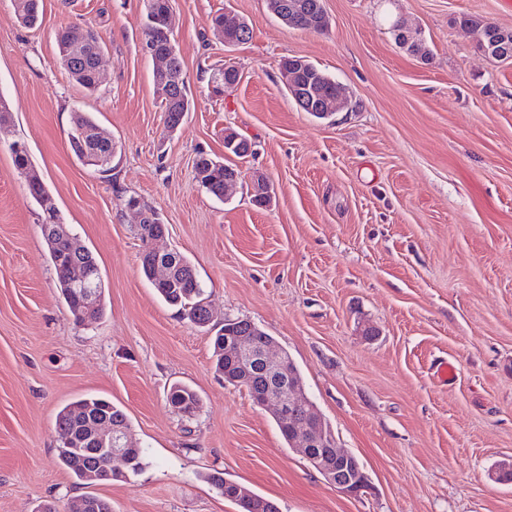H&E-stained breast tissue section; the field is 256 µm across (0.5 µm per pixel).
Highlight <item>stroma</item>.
<instances>
[{
    "instance_id": "1",
    "label": "stroma",
    "mask_w": 512,
    "mask_h": 512,
    "mask_svg": "<svg viewBox=\"0 0 512 512\" xmlns=\"http://www.w3.org/2000/svg\"><path fill=\"white\" fill-rule=\"evenodd\" d=\"M172 37L193 104L167 132L143 49V0H42L23 26L0 0V512L92 492L112 512H239L209 482L241 484L279 512H512V63L483 55L463 14L512 29V0H324L328 30L285 26L266 0H171ZM228 13L251 38L225 45ZM403 19L430 50L411 55ZM104 44L99 89L61 64L59 28ZM332 76L348 110L319 119L283 86L282 57ZM233 66L223 96L212 77ZM112 137V169L68 147L74 109ZM253 143L220 201L194 178L224 131ZM25 144L77 242L95 257L104 314L79 322L57 282L10 147ZM273 195L257 206L247 179ZM135 195L194 266L213 323L246 319L293 359L309 400L370 488L348 497L282 438L271 410L216 373L209 330L180 319L140 268ZM455 367L451 380L439 363ZM194 389L192 419L167 402ZM126 413L147 464L84 484L58 461L59 410L83 397Z\"/></svg>"
}]
</instances>
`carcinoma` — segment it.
Returning <instances> with one entry per match:
<instances>
[{"mask_svg": "<svg viewBox=\"0 0 512 512\" xmlns=\"http://www.w3.org/2000/svg\"><path fill=\"white\" fill-rule=\"evenodd\" d=\"M301 3L316 10L319 24L315 31H324L329 24V19L324 9L323 0H266L268 10L275 16H280L284 24L295 29H306V25L300 19H294L288 14V4ZM169 0H152L151 15L146 17L144 34L145 40L153 43L157 56L164 62L167 70L175 73H183L182 61L178 53L171 48L170 34L172 24L170 22ZM395 41L406 50L424 60L429 58L430 50L423 40L416 42L408 40L400 33L397 22L390 26ZM90 48L81 52H72L68 45V32L61 29L56 34V42L59 50L61 64L70 77L86 91L93 93L97 89L95 72V60L97 50L103 48L100 38L92 31L87 32ZM296 83H311L316 86L320 99L326 101L336 96V81L313 64H308L302 72L296 76ZM162 112L165 115L166 128L176 129L182 122L186 112L191 109V99L186 81H181L170 87L165 96L161 97ZM68 144L73 155L87 166H92L101 172L112 169V160L116 156V144L112 138L100 133V128L94 117L81 109H75L71 113L70 128L68 132ZM195 178L198 183L210 195L224 199V173L237 171L236 165L224 163L222 158L201 156L195 166ZM29 194L42 205L44 218L42 223H60L56 208L43 180L31 179L27 182ZM143 212V221L136 237L145 241L147 237L165 232V225L160 223L159 215L155 208L146 203L140 204ZM50 259L60 285V289L66 304L72 313H77L80 290L66 287L68 266L76 261H83L93 269L95 282L102 284L98 265L89 251H84L80 256L72 254L67 248L63 238L55 240L54 246L49 249ZM168 263L173 267V279L159 289L160 298L170 307H173L185 319L199 327H205L210 322L209 312L203 302V289L197 278L195 270L185 256L178 252L169 254ZM253 335L249 331V324L239 321L229 328V334L224 330L212 338L215 368L224 375V380L239 387L243 383L234 381L235 369L230 361L224 357V342L235 340L239 336ZM168 397L179 401L184 405L199 404L196 392L187 385L177 384L170 389ZM88 416H103L112 425L128 429L130 424L127 415L122 409L112 402L96 396H84L65 405L56 416L58 430H71L82 425ZM97 446L89 442L82 444L80 448H58V459L64 469L79 481L88 480V473L92 471L90 465L98 463L95 456ZM144 466V449L137 444H132L124 449V461L121 467L112 469V479L127 477L128 473H136ZM209 480L220 490L224 498L235 502L241 512H250L245 501L236 494L238 484L227 482L220 476H210Z\"/></svg>", "mask_w": 512, "mask_h": 512, "instance_id": "cac0c4a2", "label": "carcinoma"}]
</instances>
